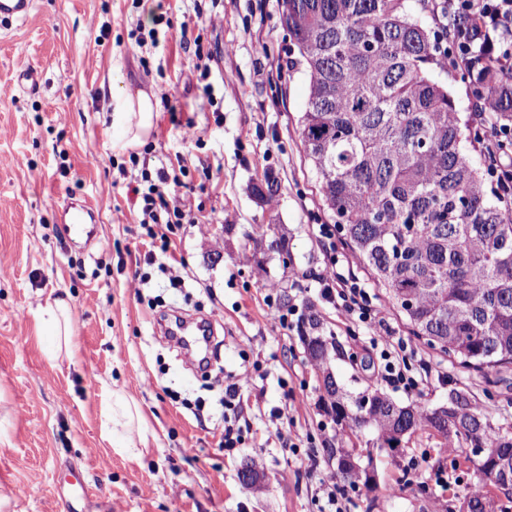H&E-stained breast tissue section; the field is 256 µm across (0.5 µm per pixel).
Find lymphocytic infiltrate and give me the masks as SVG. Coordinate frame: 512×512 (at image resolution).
Instances as JSON below:
<instances>
[{"label":"lymphocytic infiltrate","mask_w":512,"mask_h":512,"mask_svg":"<svg viewBox=\"0 0 512 512\" xmlns=\"http://www.w3.org/2000/svg\"><path fill=\"white\" fill-rule=\"evenodd\" d=\"M465 16L479 23L464 29L461 37L441 43L442 56L458 58L465 37L476 36L498 59L512 61V0H434L433 21L437 32H445L451 21ZM482 152L495 157L491 176L501 196H512V127L485 123L478 131ZM178 175L161 167L156 172H142L134 187L139 224L149 239L146 259L156 253H168L171 237L190 217L186 203L178 194ZM322 303L331 305L349 323L365 325L376 346L373 367L382 383L419 397L432 382V370L419 358L414 348L395 338L386 319V307L371 295L350 267L345 257L333 254L323 270L314 277Z\"/></svg>","instance_id":"f902f5d3"}]
</instances>
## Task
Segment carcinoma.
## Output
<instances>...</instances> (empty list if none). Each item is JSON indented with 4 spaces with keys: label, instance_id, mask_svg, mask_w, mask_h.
Instances as JSON below:
<instances>
[{
    "label": "carcinoma",
    "instance_id": "obj_1",
    "mask_svg": "<svg viewBox=\"0 0 512 512\" xmlns=\"http://www.w3.org/2000/svg\"><path fill=\"white\" fill-rule=\"evenodd\" d=\"M416 2L411 6L410 2ZM281 20L297 48L293 66L309 82L301 141L345 245L402 313L414 337L467 370L512 367V209L483 190V167L463 150L484 111L512 124V64L481 42L467 73L470 108L457 112L428 0H281ZM300 336L306 358L324 374V391L343 440L348 428L368 448H393L428 430L471 449L480 486L446 512H496L492 488L512 499V427L493 426L457 394L461 413L402 405L365 390L352 397L327 374L343 351L312 312ZM349 485L345 456L327 447Z\"/></svg>",
    "mask_w": 512,
    "mask_h": 512
}]
</instances>
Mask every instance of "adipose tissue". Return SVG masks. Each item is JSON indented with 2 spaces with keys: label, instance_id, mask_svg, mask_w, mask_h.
Returning <instances> with one entry per match:
<instances>
[{
  "label": "adipose tissue",
  "instance_id": "obj_1",
  "mask_svg": "<svg viewBox=\"0 0 512 512\" xmlns=\"http://www.w3.org/2000/svg\"><path fill=\"white\" fill-rule=\"evenodd\" d=\"M112 126L119 134L114 139V149L123 151L140 143L153 125L158 107L155 95L139 91L113 94ZM42 325L54 336L56 351L73 356L72 320L68 303L62 299L46 302L40 309ZM101 433L111 441L116 452L141 458L144 437L139 428V414L133 411L125 395L116 393L102 409Z\"/></svg>",
  "mask_w": 512,
  "mask_h": 512
}]
</instances>
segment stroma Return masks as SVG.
Here are the masks:
<instances>
[{
  "label": "stroma",
  "instance_id": "35a3bbf8",
  "mask_svg": "<svg viewBox=\"0 0 512 512\" xmlns=\"http://www.w3.org/2000/svg\"><path fill=\"white\" fill-rule=\"evenodd\" d=\"M31 14L0 21V512H318L315 465L325 445L282 447L277 430L334 437L321 405L322 378L299 330L283 329L267 294L306 309L317 304L343 354L331 370L345 391L376 387L366 361L367 328L348 332L318 305L314 274L327 253L314 227L330 223L298 118L306 78L286 68L293 45L280 0H34ZM157 31L158 45L136 33ZM208 75L192 69L195 47ZM41 73L37 91L16 78ZM170 96L133 152L112 147L113 90ZM205 128L202 143L183 126ZM67 159H60V152ZM137 162H130V155ZM177 161L193 223L173 238L186 286L144 263L129 190L142 170ZM268 180L270 198L255 183ZM86 203L99 220L90 243L66 241L58 208ZM274 225L287 254L249 239ZM68 297L75 359L53 356L37 320L46 300ZM209 320L219 343L211 374L161 334L165 315ZM439 383L421 402L436 407L453 390L493 425L512 423V369L466 371L411 339ZM240 380L236 424L243 442L224 447V384ZM142 412L141 458L116 453L101 435L112 392ZM252 465L256 485L241 471ZM376 490L359 489L350 512H442L477 482L466 449L426 431L374 456ZM446 483L438 485L435 472ZM34 484L37 494H23Z\"/></svg>",
  "mask_w": 512,
  "mask_h": 512
}]
</instances>
